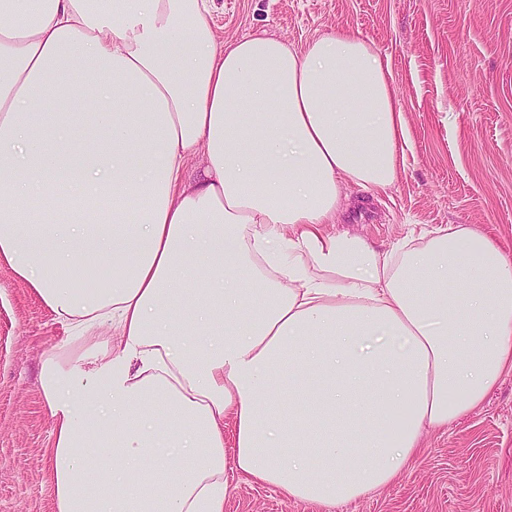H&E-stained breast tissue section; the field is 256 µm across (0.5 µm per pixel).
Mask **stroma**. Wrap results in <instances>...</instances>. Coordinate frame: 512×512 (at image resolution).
Returning <instances> with one entry per match:
<instances>
[{"mask_svg":"<svg viewBox=\"0 0 512 512\" xmlns=\"http://www.w3.org/2000/svg\"><path fill=\"white\" fill-rule=\"evenodd\" d=\"M211 27L295 48L348 29L387 61L412 148L395 182L349 196L333 232L379 252L466 226L512 258V0H216ZM84 350L70 325L0 265V512H55L45 355ZM224 512H512V371L466 417L430 429L411 466L336 508L226 471Z\"/></svg>","mask_w":512,"mask_h":512,"instance_id":"stroma-1","label":"stroma"}]
</instances>
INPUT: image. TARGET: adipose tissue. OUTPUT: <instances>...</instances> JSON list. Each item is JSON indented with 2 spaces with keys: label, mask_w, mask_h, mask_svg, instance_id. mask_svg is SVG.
Wrapping results in <instances>:
<instances>
[{
  "label": "adipose tissue",
  "mask_w": 512,
  "mask_h": 512,
  "mask_svg": "<svg viewBox=\"0 0 512 512\" xmlns=\"http://www.w3.org/2000/svg\"><path fill=\"white\" fill-rule=\"evenodd\" d=\"M213 3L0 0V262L96 359L42 364L55 512H224L229 467L366 497L512 369L490 241L327 230L411 147L388 63L342 29L218 41Z\"/></svg>",
  "instance_id": "ef3b65f1"
}]
</instances>
